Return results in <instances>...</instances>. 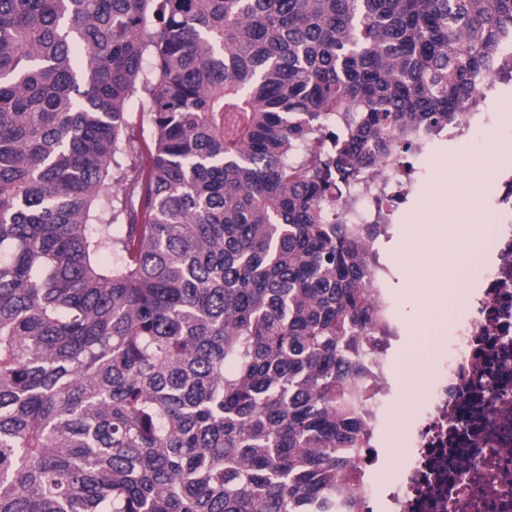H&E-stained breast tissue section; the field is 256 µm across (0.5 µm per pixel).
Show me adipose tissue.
<instances>
[{
  "instance_id": "1",
  "label": "adipose tissue",
  "mask_w": 512,
  "mask_h": 512,
  "mask_svg": "<svg viewBox=\"0 0 512 512\" xmlns=\"http://www.w3.org/2000/svg\"><path fill=\"white\" fill-rule=\"evenodd\" d=\"M432 216L429 224L403 225L398 257L411 296L405 318L416 331L419 351L425 347L424 336L447 315L458 284L486 240L485 225L449 223L447 206L433 208Z\"/></svg>"
}]
</instances>
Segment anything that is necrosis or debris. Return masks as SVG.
<instances>
[{
  "instance_id": "1",
  "label": "necrosis or debris",
  "mask_w": 512,
  "mask_h": 512,
  "mask_svg": "<svg viewBox=\"0 0 512 512\" xmlns=\"http://www.w3.org/2000/svg\"><path fill=\"white\" fill-rule=\"evenodd\" d=\"M407 186L384 167L342 202L352 224H382ZM486 256L436 363L388 512H512V170L489 198Z\"/></svg>"
}]
</instances>
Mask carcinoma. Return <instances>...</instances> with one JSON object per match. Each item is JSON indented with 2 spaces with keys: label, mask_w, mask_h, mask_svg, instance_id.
Segmentation results:
<instances>
[{
  "label": "carcinoma",
  "mask_w": 512,
  "mask_h": 512,
  "mask_svg": "<svg viewBox=\"0 0 512 512\" xmlns=\"http://www.w3.org/2000/svg\"><path fill=\"white\" fill-rule=\"evenodd\" d=\"M510 46L512 0H0V512H359L391 312L341 200ZM129 121L142 147L152 148L153 129L147 115V106L141 94L134 96L128 104Z\"/></svg>",
  "instance_id": "carcinoma-1"
}]
</instances>
